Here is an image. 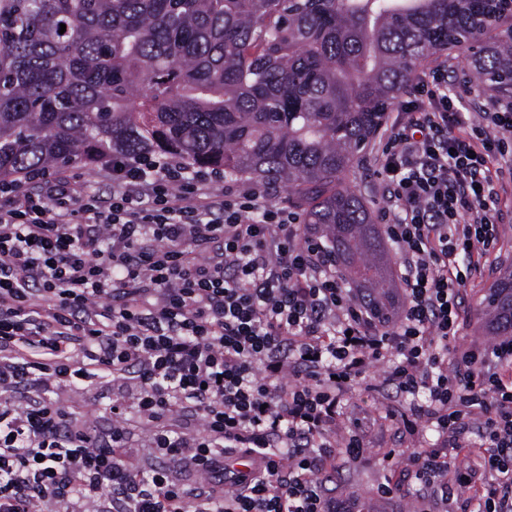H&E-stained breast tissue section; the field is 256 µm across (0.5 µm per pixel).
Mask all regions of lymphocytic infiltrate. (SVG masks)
I'll return each instance as SVG.
<instances>
[{"instance_id": "1", "label": "lymphocytic infiltrate", "mask_w": 512, "mask_h": 512, "mask_svg": "<svg viewBox=\"0 0 512 512\" xmlns=\"http://www.w3.org/2000/svg\"><path fill=\"white\" fill-rule=\"evenodd\" d=\"M394 110L374 160L398 266L383 317L267 188L207 194L223 172L117 155L105 199L54 169L0 180V512H338L332 477L367 453L344 401L376 381L411 399L402 435L440 440L383 456L437 490L412 512L460 488L512 512V334H459L497 243L512 104L470 122L437 66ZM105 380L102 433L57 393Z\"/></svg>"}]
</instances>
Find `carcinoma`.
<instances>
[{
    "instance_id": "obj_1",
    "label": "carcinoma",
    "mask_w": 512,
    "mask_h": 512,
    "mask_svg": "<svg viewBox=\"0 0 512 512\" xmlns=\"http://www.w3.org/2000/svg\"><path fill=\"white\" fill-rule=\"evenodd\" d=\"M507 6L0 0V179L159 154L230 179L285 182L343 275L387 313V256L346 175L430 54L477 41L468 68L512 90V28L488 26ZM492 295L491 330H512V272Z\"/></svg>"
}]
</instances>
